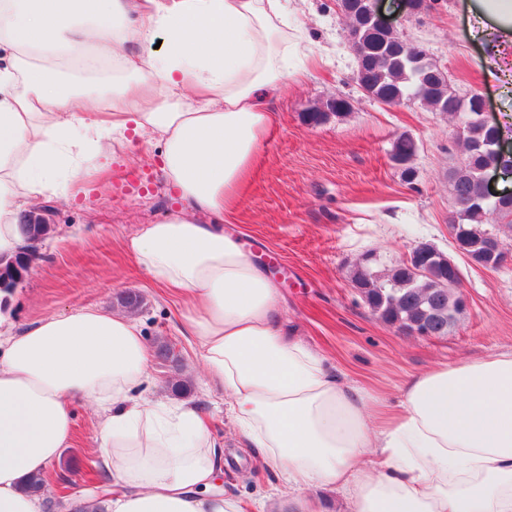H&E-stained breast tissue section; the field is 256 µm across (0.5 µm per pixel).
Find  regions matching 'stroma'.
Returning <instances> with one entry per match:
<instances>
[{
	"instance_id": "35a3bbf8",
	"label": "stroma",
	"mask_w": 512,
	"mask_h": 512,
	"mask_svg": "<svg viewBox=\"0 0 512 512\" xmlns=\"http://www.w3.org/2000/svg\"><path fill=\"white\" fill-rule=\"evenodd\" d=\"M469 0H433L410 14L404 0H374L375 8L408 43L426 49L459 91L476 90L491 118L512 110V97L487 74L481 41L469 34ZM305 43L288 62L307 65L303 83L289 84L277 121L263 141L223 227L254 264L280 258L286 279L278 288L283 317L335 371L371 395L398 403L412 378L438 366H455L495 352L512 351V260L496 269L474 265L455 249L449 232L452 202L448 170L459 163L458 123L417 100L389 107L368 99L356 81L349 20L338 0H289ZM342 97L351 107L314 125L307 112ZM418 144L417 177L406 183L393 164L400 134ZM116 174L92 181L73 202L41 198L51 226L24 282L0 295V329L20 332L52 315L78 308L129 313L149 347L166 343L179 371L150 362L146 395L195 405L224 450L218 487L250 500L252 512L279 492L282 477L258 468L225 414L224 390L208 379L183 318L184 306L135 262L126 242L181 201L164 180L156 147L116 157ZM421 243L448 255L462 272L468 308L448 335L421 337L384 324L351 280L364 256L384 272ZM140 295L125 311L120 294ZM72 441L46 469L47 495L67 506L93 499L110 484L95 453L100 418L82 397L71 398Z\"/></svg>"
}]
</instances>
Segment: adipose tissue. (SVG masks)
<instances>
[{
    "mask_svg": "<svg viewBox=\"0 0 512 512\" xmlns=\"http://www.w3.org/2000/svg\"><path fill=\"white\" fill-rule=\"evenodd\" d=\"M472 32L500 75L512 0H474ZM163 38V52L147 46ZM288 0H0V257L22 244L30 200L69 198L133 136L160 149L182 206L129 250L190 303L187 328L238 433L286 489L267 512H512V352L415 377L401 413L371 401L283 323L275 283L217 225L232 212L287 86L301 40ZM110 66L108 100L66 71ZM208 223H198V216ZM149 352L134 320L83 308L0 338V512H41L23 491L72 437L67 404L101 414L95 451L117 483L113 512H248L213 494L220 451L192 405L139 396Z\"/></svg>",
    "mask_w": 512,
    "mask_h": 512,
    "instance_id": "adipose-tissue-1",
    "label": "adipose tissue"
}]
</instances>
